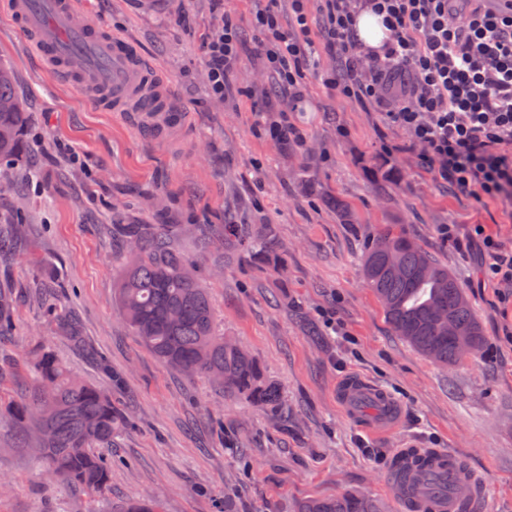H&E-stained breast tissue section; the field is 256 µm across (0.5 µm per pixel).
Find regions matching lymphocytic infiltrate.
<instances>
[{"instance_id":"f902f5d3","label":"lymphocytic infiltrate","mask_w":512,"mask_h":512,"mask_svg":"<svg viewBox=\"0 0 512 512\" xmlns=\"http://www.w3.org/2000/svg\"><path fill=\"white\" fill-rule=\"evenodd\" d=\"M297 36L274 9L257 12L267 60L292 97H300L313 42L306 0H291ZM382 15L380 48L364 47L354 22ZM322 37L336 67L325 85L343 99L405 129L436 179L476 199L512 203V0H319ZM239 61L237 27L223 18L205 44L211 91Z\"/></svg>"}]
</instances>
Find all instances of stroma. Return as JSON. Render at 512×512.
I'll use <instances>...</instances> for the list:
<instances>
[{"label":"stroma","mask_w":512,"mask_h":512,"mask_svg":"<svg viewBox=\"0 0 512 512\" xmlns=\"http://www.w3.org/2000/svg\"><path fill=\"white\" fill-rule=\"evenodd\" d=\"M268 0H78L100 28L132 42L171 93L182 119L155 125L142 112H101L52 78L0 2V64L27 112L30 166H0V227L23 211L25 238L0 257V288L17 299V330L0 342V400L32 387V350L43 342L73 378L111 392L136 419L114 447L105 498L62 489L32 457L0 438V512H124L153 497L161 512H299L313 497L360 493L404 512L386 474L403 448L454 452L481 479L477 512H512V290L488 280L483 229L512 249V208L436 180L407 133L385 124L308 74L304 100L267 69L251 26ZM238 25L241 59L224 97L208 88L202 45L221 13ZM287 121L299 139L265 124ZM268 224L276 254L234 245L173 250L211 296L216 335L255 358L282 392L264 411L203 375L156 358L118 307L127 249L116 224ZM405 225L456 276L481 324L475 355L441 367L397 336L367 285L362 255L384 225ZM454 238H444V226ZM50 285L76 318L81 342L52 333L34 297ZM105 353L126 378L111 391ZM356 376L386 392L399 419L378 432L350 419L336 388ZM224 435L216 437L215 420Z\"/></svg>","instance_id":"1"}]
</instances>
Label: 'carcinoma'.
<instances>
[{
    "mask_svg": "<svg viewBox=\"0 0 512 512\" xmlns=\"http://www.w3.org/2000/svg\"><path fill=\"white\" fill-rule=\"evenodd\" d=\"M26 112L14 90L12 72L0 65V164H20L26 153ZM26 222L18 219L0 233V253L20 237ZM208 236L225 244L243 239L241 224H206ZM190 231L188 224H114L112 233L126 239L129 260L123 270L120 314L142 343L160 360L180 371L208 374L224 388L266 408L281 406L280 390L264 367L235 345L213 334L207 289L184 259L171 251L172 240ZM250 249H275V233L266 228ZM364 277L378 296L395 331L434 362L446 366L465 353L480 351V324L457 278L435 262L401 224H388L366 247ZM55 330L79 339V329L58 303L41 297ZM14 300L0 288V339L14 333ZM33 388L20 403L0 406V423L10 426L19 448L29 451L46 472L67 488L106 495L112 462L95 452L134 424L94 386L70 378L52 351L39 345L31 363ZM299 512H382L357 495L312 499Z\"/></svg>",
    "mask_w": 512,
    "mask_h": 512,
    "instance_id": "carcinoma-1",
    "label": "carcinoma"
}]
</instances>
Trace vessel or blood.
Listing matches in <instances>:
<instances>
[{
	"label": "vessel or blood",
	"mask_w": 512,
	"mask_h": 512,
	"mask_svg": "<svg viewBox=\"0 0 512 512\" xmlns=\"http://www.w3.org/2000/svg\"><path fill=\"white\" fill-rule=\"evenodd\" d=\"M8 7L59 80L93 91L95 101L112 111H126L128 103L134 101L167 111L170 121H180L181 115L171 108L168 95L155 88L151 65L131 43L100 31L79 11L76 0H9ZM337 398L352 417L368 399L381 407L385 425H392L398 415L382 392L359 378L343 382ZM432 475L447 482L448 496H427L425 484ZM389 479L400 491L408 512H474L481 495L480 484L453 452L445 450L410 448L399 453Z\"/></svg>",
	"instance_id": "1"
}]
</instances>
